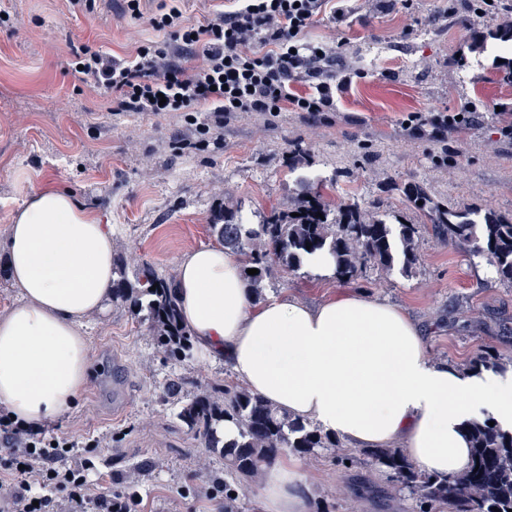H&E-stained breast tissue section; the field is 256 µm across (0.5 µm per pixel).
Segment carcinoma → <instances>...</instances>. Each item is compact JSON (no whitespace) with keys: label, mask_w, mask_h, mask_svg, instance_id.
Returning a JSON list of instances; mask_svg holds the SVG:
<instances>
[{"label":"carcinoma","mask_w":512,"mask_h":512,"mask_svg":"<svg viewBox=\"0 0 512 512\" xmlns=\"http://www.w3.org/2000/svg\"><path fill=\"white\" fill-rule=\"evenodd\" d=\"M407 195L414 203L422 202L420 209L428 212L439 240L473 244V252L487 258L500 280L512 283V219L489 214L479 224L434 201L420 184L409 186ZM212 227L224 248L246 255L247 268L259 270L248 276L256 288L274 268L298 269L318 251L334 258L342 280L353 279L369 262L385 272L396 269L408 276L417 262L420 238L418 224H390L356 203L343 204L334 212L319 194L296 201L291 209L254 227L241 223L238 211L224 206L214 211ZM172 287L173 280L152 267L139 268L132 280L121 270L113 282L112 298L146 307L158 346L168 356L185 359L193 355L194 343ZM169 392L177 418L193 436L224 457L228 473L245 476L253 484L259 482L264 466L284 451L308 456L340 447L336 437L279 413L239 383L226 382L188 400L178 396L175 386ZM226 421L238 430L231 442L219 434ZM489 421L487 417L468 424L474 459L463 473L442 478L425 474L398 448H372L365 454L389 473L398 491L408 492L418 512H439L442 505L451 512H494L496 508L508 512L512 509V431L491 426ZM224 512H242L241 498L227 481Z\"/></svg>","instance_id":"obj_1"}]
</instances>
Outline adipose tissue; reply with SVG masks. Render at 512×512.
<instances>
[{
  "label": "adipose tissue",
  "mask_w": 512,
  "mask_h": 512,
  "mask_svg": "<svg viewBox=\"0 0 512 512\" xmlns=\"http://www.w3.org/2000/svg\"><path fill=\"white\" fill-rule=\"evenodd\" d=\"M116 258L101 212L53 179L12 211L0 265L20 299L0 313L1 414L35 429L72 411L88 383L86 321L112 300ZM173 293L199 353L349 447L397 445L422 472L448 475L471 462L469 422L512 430V375L434 364L419 327L383 300L344 289L315 306L258 302L221 247L183 254ZM305 482L293 456L267 466L262 512H312Z\"/></svg>",
  "instance_id": "1"
}]
</instances>
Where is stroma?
I'll return each mask as SVG.
<instances>
[{"label": "stroma", "instance_id": "35a3bbf8", "mask_svg": "<svg viewBox=\"0 0 512 512\" xmlns=\"http://www.w3.org/2000/svg\"><path fill=\"white\" fill-rule=\"evenodd\" d=\"M474 0H346L344 17L322 13L307 33L313 43L346 41L329 74L335 111L308 120L294 104L306 79L277 115L240 112L215 134L220 146L177 150L198 140L183 113L115 112L91 77L72 72L82 46L115 56L154 39L147 22L161 0H144L142 18L122 0H95L93 11L68 0H0V237L29 186L45 178L92 203L111 224L119 262L173 275L184 253L217 245V207L238 208L249 224L288 210L298 194H321L330 209L357 203L391 223L421 224L412 275L365 266L354 279L308 269L278 272L259 294L288 293L315 305L347 286L400 308L419 326L432 362L460 369L496 355L495 372L512 371V283L484 277L489 266L471 245L445 243L408 199L419 183L444 206L512 218V81L504 60L512 40L498 22L477 17ZM471 107V122L417 133L409 115ZM89 383L71 413L46 434L85 446L97 441L94 480L106 491L130 485L137 512H224L208 497L224 476V459L177 419L166 392L178 382L192 398L223 384L231 371L202 355L176 360L158 348L144 313L116 300L89 318ZM314 504L327 512H413L406 494L359 457L344 466L333 448L302 457Z\"/></svg>", "mask_w": 512, "mask_h": 512}]
</instances>
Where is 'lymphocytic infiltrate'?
<instances>
[{"label": "lymphocytic infiltrate", "mask_w": 512, "mask_h": 512, "mask_svg": "<svg viewBox=\"0 0 512 512\" xmlns=\"http://www.w3.org/2000/svg\"><path fill=\"white\" fill-rule=\"evenodd\" d=\"M204 23L186 22L175 6L148 17L161 41L146 40L119 58L84 46L71 68H82L110 98L116 112L187 113L201 134L211 119L234 112H270L295 101L310 119L335 108L324 79L344 40L317 45L306 33L327 0H234ZM315 82L313 93L291 98V82ZM210 107L202 115V107ZM0 441L11 452L0 456V512H50L55 493H65L67 512H132L129 501L97 492L94 456L67 458L74 443L34 436L0 416Z\"/></svg>", "instance_id": "obj_1"}]
</instances>
